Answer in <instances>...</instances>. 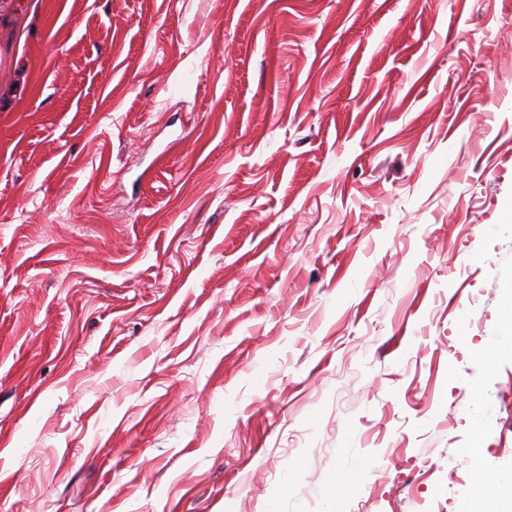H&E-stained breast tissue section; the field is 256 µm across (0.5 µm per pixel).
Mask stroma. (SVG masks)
I'll return each instance as SVG.
<instances>
[{"label":"stroma","instance_id":"obj_1","mask_svg":"<svg viewBox=\"0 0 512 512\" xmlns=\"http://www.w3.org/2000/svg\"><path fill=\"white\" fill-rule=\"evenodd\" d=\"M511 208L512 0H0V512H459Z\"/></svg>","mask_w":512,"mask_h":512}]
</instances>
